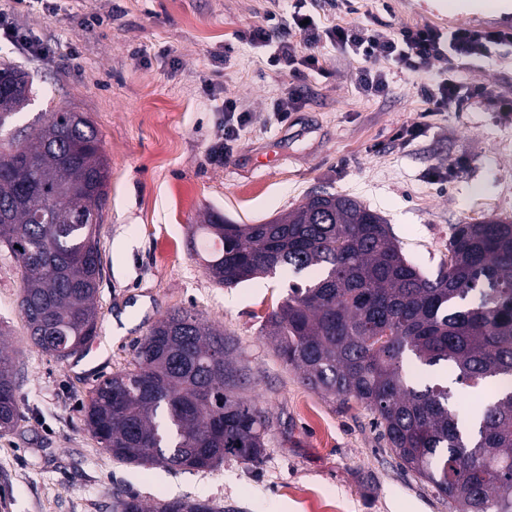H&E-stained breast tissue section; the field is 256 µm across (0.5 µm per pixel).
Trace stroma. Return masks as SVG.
<instances>
[{
    "label": "stroma",
    "mask_w": 512,
    "mask_h": 512,
    "mask_svg": "<svg viewBox=\"0 0 512 512\" xmlns=\"http://www.w3.org/2000/svg\"><path fill=\"white\" fill-rule=\"evenodd\" d=\"M448 0H355L354 13L316 0L323 26L378 20L447 29L491 19V10L449 16ZM291 0H0V18L49 48L31 54L0 38V61L21 66L36 94L14 128L62 107L99 131L109 167L98 226L102 278L99 358L60 362L34 346L18 302L20 269L0 248V330L17 352L16 398L25 415L0 436V512H111L116 489L147 505L174 497L213 502L222 512H454L448 500L400 465L362 403L305 386L278 356L263 325L288 297L280 273L227 288L208 274L192 232L215 212L237 224L284 215L306 195L356 197L392 228L406 256L434 272L448 258L457 224L512 221V47L465 66L461 78L489 98L464 112H433L417 77H393L387 94L363 97L356 60L330 44L313 52L320 71L270 65V48L246 32L276 14L288 35ZM299 107L287 124L264 117L286 89ZM255 123L233 153L224 140V100ZM421 124L401 145L396 133ZM200 314L235 344L240 396L269 420L260 464L226 457L213 470L173 471L119 462L84 426L81 405L97 380L128 368L134 347L160 318Z\"/></svg>",
    "instance_id": "35a3bbf8"
}]
</instances>
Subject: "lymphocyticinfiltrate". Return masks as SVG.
<instances>
[{"label":"lymphocytic infiltrate","instance_id":"obj_1","mask_svg":"<svg viewBox=\"0 0 512 512\" xmlns=\"http://www.w3.org/2000/svg\"><path fill=\"white\" fill-rule=\"evenodd\" d=\"M304 6L305 0H296L291 15L290 26L298 32V39L273 41L269 26L263 24L250 30L251 41L273 46L272 65L291 69L301 61L307 67H318V58L301 57L300 48L325 42L359 60L354 80L368 98L382 96L394 75L426 74L428 80L420 84L419 91L437 112L463 111L484 94L483 88L457 79L460 65L489 56L494 47L512 44L511 31L469 27L445 32L428 25H402L389 35L372 22L323 28L316 21L307 20ZM440 60L448 64L447 77L430 76L433 63Z\"/></svg>","mask_w":512,"mask_h":512}]
</instances>
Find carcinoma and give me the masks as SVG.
I'll return each instance as SVG.
<instances>
[{
  "mask_svg": "<svg viewBox=\"0 0 512 512\" xmlns=\"http://www.w3.org/2000/svg\"><path fill=\"white\" fill-rule=\"evenodd\" d=\"M31 94L21 68L0 67V130ZM106 188L99 133L81 112H49L0 140V246L20 266L30 339L58 361L97 335L96 214ZM195 234L220 285L309 271L264 323L279 356L310 388L370 407L392 453L455 512H512V386L471 430L450 407V387L403 373L410 356L424 369L446 364L469 388L512 382L511 223L455 225L448 261L434 274L403 253L383 217L348 195H312L263 224L212 214ZM15 355L0 342V434L22 421ZM236 373L224 332L175 311L138 343L131 368L92 388L84 425L128 464L199 471L227 455L258 462L268 418L237 396ZM112 512L219 510L188 497L151 508L118 490Z\"/></svg>",
  "mask_w": 512,
  "mask_h": 512,
  "instance_id": "obj_1",
  "label": "carcinoma"
}]
</instances>
